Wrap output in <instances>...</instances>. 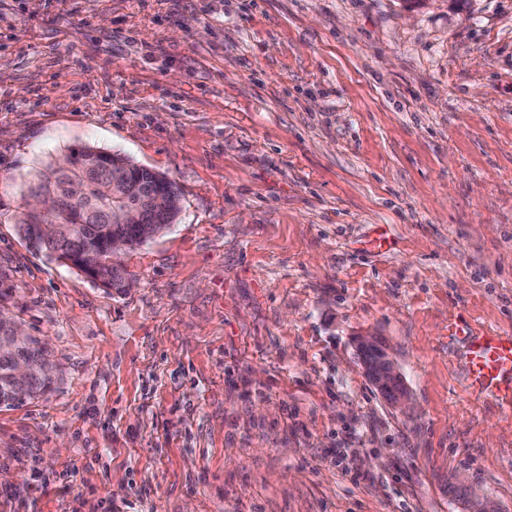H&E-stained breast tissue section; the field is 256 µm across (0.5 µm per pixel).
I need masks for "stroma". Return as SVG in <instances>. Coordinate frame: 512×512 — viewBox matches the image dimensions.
Returning <instances> with one entry per match:
<instances>
[{
  "mask_svg": "<svg viewBox=\"0 0 512 512\" xmlns=\"http://www.w3.org/2000/svg\"><path fill=\"white\" fill-rule=\"evenodd\" d=\"M86 146L181 199L121 292L19 233ZM0 284L59 369L0 408V512H512L448 340L512 334V0H0ZM353 345L365 376L378 394L394 409L409 408L411 399L403 383L402 374L381 338L369 333L360 334L354 337ZM367 354L375 355V360H366ZM387 391L393 392L392 400H387ZM455 484L460 485L465 491L467 512H499L496 504L483 491L473 489L463 484L458 479L455 481Z\"/></svg>",
  "mask_w": 512,
  "mask_h": 512,
  "instance_id": "obj_1",
  "label": "stroma"
}]
</instances>
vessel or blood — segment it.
Listing matches in <instances>:
<instances>
[{
	"instance_id": "obj_1",
	"label": "vessel or blood",
	"mask_w": 512,
	"mask_h": 512,
	"mask_svg": "<svg viewBox=\"0 0 512 512\" xmlns=\"http://www.w3.org/2000/svg\"><path fill=\"white\" fill-rule=\"evenodd\" d=\"M448 337L464 343L468 352L466 387L476 396L495 402L512 413V335L476 331L453 321Z\"/></svg>"
}]
</instances>
